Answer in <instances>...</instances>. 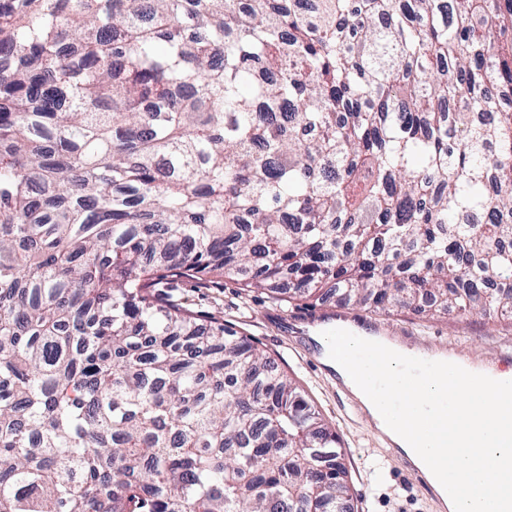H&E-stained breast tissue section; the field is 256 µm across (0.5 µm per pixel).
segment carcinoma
<instances>
[{"mask_svg":"<svg viewBox=\"0 0 512 512\" xmlns=\"http://www.w3.org/2000/svg\"><path fill=\"white\" fill-rule=\"evenodd\" d=\"M512 0H0V512H343L336 432L167 279L512 318Z\"/></svg>","mask_w":512,"mask_h":512,"instance_id":"1","label":"carcinoma"}]
</instances>
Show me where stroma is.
Returning a JSON list of instances; mask_svg holds the SVG:
<instances>
[{
  "instance_id": "1",
  "label": "stroma",
  "mask_w": 512,
  "mask_h": 512,
  "mask_svg": "<svg viewBox=\"0 0 512 512\" xmlns=\"http://www.w3.org/2000/svg\"><path fill=\"white\" fill-rule=\"evenodd\" d=\"M158 293L167 303L187 306L198 315L214 317L247 337L294 379L336 430L346 451L353 485L354 512H437L427 492L402 469V460L379 439L373 423L353 408L349 393L317 366L309 351V327L301 314L309 301H278L260 290H244L240 283L214 275L204 283L166 281ZM372 322L405 328V343L424 337L433 348H451L499 369L512 368V323L504 320L448 315L430 318L413 312L371 313Z\"/></svg>"
}]
</instances>
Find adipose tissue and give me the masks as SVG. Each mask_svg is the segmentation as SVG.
Returning a JSON list of instances; mask_svg holds the SVG:
<instances>
[{"mask_svg": "<svg viewBox=\"0 0 512 512\" xmlns=\"http://www.w3.org/2000/svg\"><path fill=\"white\" fill-rule=\"evenodd\" d=\"M317 342L321 363L336 373L388 445L429 473L440 507L484 512L485 498L512 496V456L495 437L512 417V402L495 380L512 379V369L447 356L443 371L417 382L403 372L409 350L399 340L356 332ZM387 387L401 393V410L394 415L385 411Z\"/></svg>", "mask_w": 512, "mask_h": 512, "instance_id": "1", "label": "adipose tissue"}]
</instances>
